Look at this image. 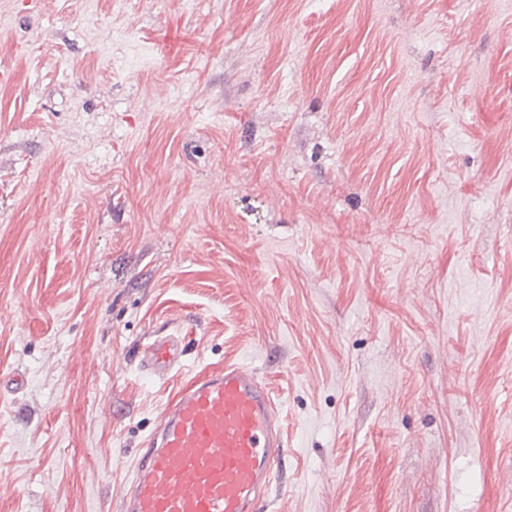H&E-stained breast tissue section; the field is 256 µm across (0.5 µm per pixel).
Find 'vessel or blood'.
<instances>
[{
    "label": "vessel or blood",
    "mask_w": 512,
    "mask_h": 512,
    "mask_svg": "<svg viewBox=\"0 0 512 512\" xmlns=\"http://www.w3.org/2000/svg\"><path fill=\"white\" fill-rule=\"evenodd\" d=\"M181 337L140 349L143 372L163 378L182 363ZM285 449L269 386L241 364L191 380L137 449L120 512H256Z\"/></svg>",
    "instance_id": "obj_1"
}]
</instances>
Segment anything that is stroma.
Wrapping results in <instances>:
<instances>
[{
  "instance_id": "1",
  "label": "stroma",
  "mask_w": 512,
  "mask_h": 512,
  "mask_svg": "<svg viewBox=\"0 0 512 512\" xmlns=\"http://www.w3.org/2000/svg\"><path fill=\"white\" fill-rule=\"evenodd\" d=\"M227 363L259 512H512V0H0V512H116ZM155 336L140 349V368L149 375L164 378L182 363L185 355L183 339L171 334Z\"/></svg>"
}]
</instances>
